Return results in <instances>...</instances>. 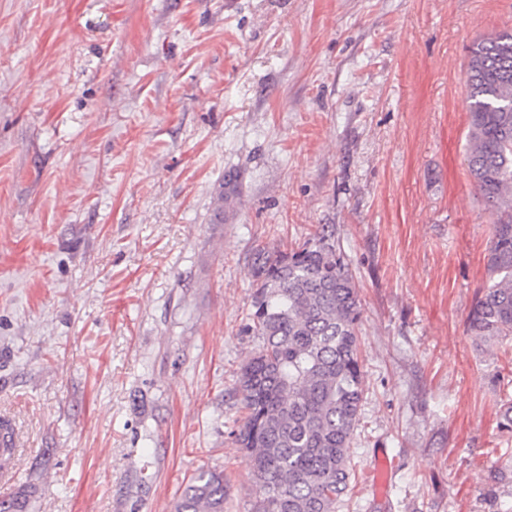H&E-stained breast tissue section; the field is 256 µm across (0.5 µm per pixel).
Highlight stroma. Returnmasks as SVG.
<instances>
[{
  "label": "stroma",
  "instance_id": "stroma-1",
  "mask_svg": "<svg viewBox=\"0 0 512 512\" xmlns=\"http://www.w3.org/2000/svg\"><path fill=\"white\" fill-rule=\"evenodd\" d=\"M507 30L512 0H0V497L175 512L206 470L251 512V249L330 224L365 371L338 512H512V342L466 332L491 215L462 95Z\"/></svg>",
  "mask_w": 512,
  "mask_h": 512
}]
</instances>
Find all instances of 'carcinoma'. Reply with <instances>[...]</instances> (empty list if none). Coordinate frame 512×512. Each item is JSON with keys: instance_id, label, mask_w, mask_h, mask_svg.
<instances>
[{"instance_id": "1", "label": "carcinoma", "mask_w": 512, "mask_h": 512, "mask_svg": "<svg viewBox=\"0 0 512 512\" xmlns=\"http://www.w3.org/2000/svg\"><path fill=\"white\" fill-rule=\"evenodd\" d=\"M466 162L493 217L487 281L467 315L480 341L512 338V32L473 44ZM323 224L281 250L252 248L248 331L258 346L236 373L245 413L233 432L259 488L253 512H337L351 479L364 374L356 284ZM224 474L202 471L175 512H224Z\"/></svg>"}]
</instances>
